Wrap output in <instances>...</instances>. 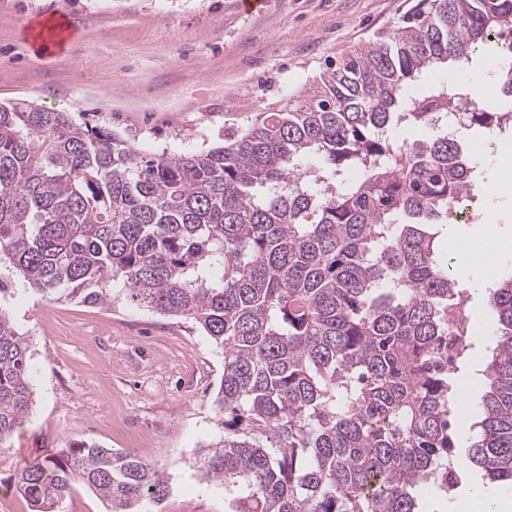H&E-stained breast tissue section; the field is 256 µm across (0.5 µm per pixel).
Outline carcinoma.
I'll return each instance as SVG.
<instances>
[{
    "instance_id": "obj_1",
    "label": "carcinoma",
    "mask_w": 512,
    "mask_h": 512,
    "mask_svg": "<svg viewBox=\"0 0 512 512\" xmlns=\"http://www.w3.org/2000/svg\"><path fill=\"white\" fill-rule=\"evenodd\" d=\"M497 41L512 0H420L388 34L207 151L144 155L107 128L32 103L0 104V264L53 302L124 296L188 320L224 354L212 401L224 432L197 480L227 512H422L471 470L512 492V275L479 415L460 398L472 317L444 226L474 166L459 131L512 124L447 83L405 101L424 72ZM457 121L411 144L391 132ZM35 365L0 307V447L25 427ZM467 445L465 457L451 450ZM33 512L82 486L106 512H160L164 471L73 442L15 474Z\"/></svg>"
}]
</instances>
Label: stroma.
<instances>
[{"instance_id":"stroma-1","label":"stroma","mask_w":512,"mask_h":512,"mask_svg":"<svg viewBox=\"0 0 512 512\" xmlns=\"http://www.w3.org/2000/svg\"><path fill=\"white\" fill-rule=\"evenodd\" d=\"M418 0H265L241 14L236 0H0V103L30 102L112 128L143 154L200 150L285 104L348 53L402 24ZM68 25L61 52L39 51L36 25ZM480 152L472 209L512 222V193L497 172L512 137L470 130ZM512 273V253L458 278L482 335L461 371L481 402V370L496 322L489 274ZM0 305L17 319L34 362L28 424L0 454V502L32 512L13 488L26 462L77 440L132 451L165 470L163 512H224V488H201L189 464L220 434L211 404L224 356L190 323L116 301L111 309L48 302L16 287ZM497 492L472 472L450 498L424 493V512H462L473 487Z\"/></svg>"}]
</instances>
